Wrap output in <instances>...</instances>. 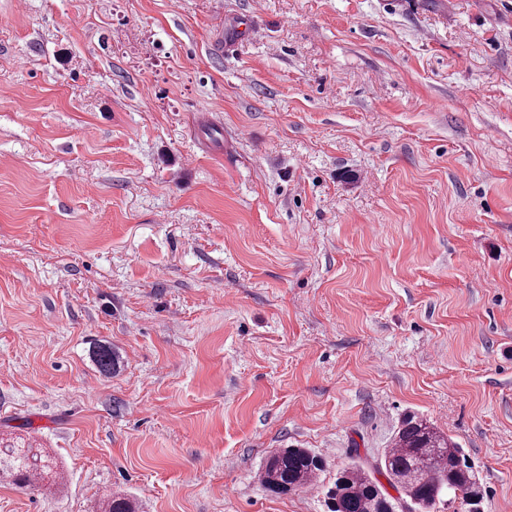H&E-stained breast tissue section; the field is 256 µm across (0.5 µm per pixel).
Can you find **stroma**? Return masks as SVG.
Here are the masks:
<instances>
[{"label": "stroma", "mask_w": 512, "mask_h": 512, "mask_svg": "<svg viewBox=\"0 0 512 512\" xmlns=\"http://www.w3.org/2000/svg\"><path fill=\"white\" fill-rule=\"evenodd\" d=\"M410 414L512 512V0H0V512H328ZM50 471V459L39 448H0V477L16 485L38 487ZM322 469V460L306 448H280L268 456L262 471L263 486L283 495L305 488Z\"/></svg>", "instance_id": "obj_1"}]
</instances>
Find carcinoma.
<instances>
[{"mask_svg": "<svg viewBox=\"0 0 512 512\" xmlns=\"http://www.w3.org/2000/svg\"><path fill=\"white\" fill-rule=\"evenodd\" d=\"M99 371L110 375L117 357L112 347L92 350ZM322 469V460L306 448H280L268 456L262 471L263 486L283 495L305 488ZM51 471L48 455L37 448H0V477L19 486L39 485ZM389 485L404 495L405 502L432 512L444 492H461L469 512H480L484 489L460 448L432 424L407 417L398 429L392 448L376 468ZM330 512H395L397 503L379 481L354 463L336 477L328 491ZM102 512H136L129 498L111 495Z\"/></svg>", "mask_w": 512, "mask_h": 512, "instance_id": "1", "label": "carcinoma"}]
</instances>
